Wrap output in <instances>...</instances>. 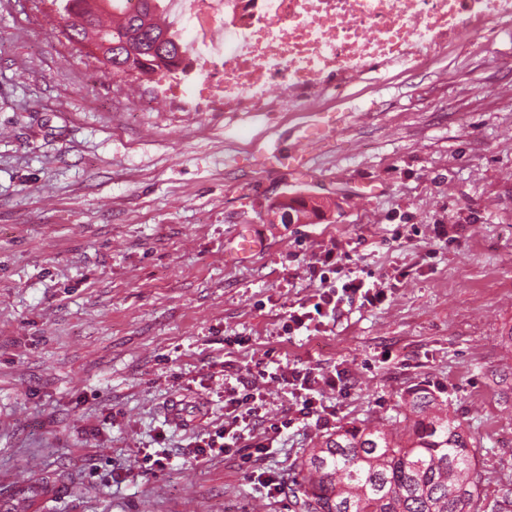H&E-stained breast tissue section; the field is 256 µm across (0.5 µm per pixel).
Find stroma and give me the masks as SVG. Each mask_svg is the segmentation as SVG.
Segmentation results:
<instances>
[{"mask_svg":"<svg viewBox=\"0 0 512 512\" xmlns=\"http://www.w3.org/2000/svg\"><path fill=\"white\" fill-rule=\"evenodd\" d=\"M58 25L54 0H0V512L24 497L31 512H295L294 465L328 428L298 415L278 378L293 368L340 374L322 399L335 428L399 423L407 392L430 388L498 500L512 484V27L329 81L314 112H223L194 57L174 80L106 78ZM286 195L336 206L284 224ZM245 235L259 248L232 258ZM334 242L385 300L284 335ZM260 366L251 429L271 454L196 456L224 423L225 375Z\"/></svg>","mask_w":512,"mask_h":512,"instance_id":"stroma-1","label":"stroma"}]
</instances>
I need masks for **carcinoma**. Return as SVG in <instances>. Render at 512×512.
Masks as SVG:
<instances>
[{"label": "carcinoma", "instance_id": "cac0c4a2", "mask_svg": "<svg viewBox=\"0 0 512 512\" xmlns=\"http://www.w3.org/2000/svg\"><path fill=\"white\" fill-rule=\"evenodd\" d=\"M66 39L82 44L101 35L112 74L136 68L135 78L154 82L181 65L187 53L167 22L166 0H62ZM299 207L325 217L327 205L311 197L285 196V213ZM402 429L384 423H348L318 441L295 465L290 491L299 512H482L472 435L427 389L405 398Z\"/></svg>", "mask_w": 512, "mask_h": 512}]
</instances>
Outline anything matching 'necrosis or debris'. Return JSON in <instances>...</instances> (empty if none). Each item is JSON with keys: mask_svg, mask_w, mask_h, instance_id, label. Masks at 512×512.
Returning <instances> with one entry per match:
<instances>
[{"mask_svg": "<svg viewBox=\"0 0 512 512\" xmlns=\"http://www.w3.org/2000/svg\"><path fill=\"white\" fill-rule=\"evenodd\" d=\"M181 14L219 16L220 35L194 52L219 76L228 112H275L276 87L316 104L328 77L409 70L490 21L512 22V0H171Z\"/></svg>", "mask_w": 512, "mask_h": 512, "instance_id": "4bbe7bcc", "label": "necrosis or debris"}]
</instances>
